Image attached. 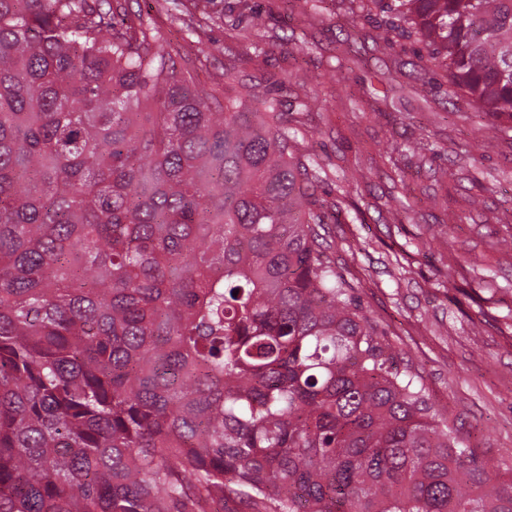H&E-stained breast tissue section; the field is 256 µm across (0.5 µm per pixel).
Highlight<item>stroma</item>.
<instances>
[{
  "label": "stroma",
  "instance_id": "stroma-1",
  "mask_svg": "<svg viewBox=\"0 0 512 512\" xmlns=\"http://www.w3.org/2000/svg\"><path fill=\"white\" fill-rule=\"evenodd\" d=\"M131 6L150 7L198 87L280 100L321 169L337 271L439 417L512 478V251L497 246L512 238V140L449 97L444 71L423 84L417 44L379 46L377 17L336 0H212L218 21L198 33L170 0Z\"/></svg>",
  "mask_w": 512,
  "mask_h": 512
}]
</instances>
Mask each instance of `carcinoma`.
Returning <instances> with one entry per match:
<instances>
[{
	"mask_svg": "<svg viewBox=\"0 0 512 512\" xmlns=\"http://www.w3.org/2000/svg\"><path fill=\"white\" fill-rule=\"evenodd\" d=\"M339 2L512 132V0ZM312 162L127 0H0V512H512L336 271Z\"/></svg>",
	"mask_w": 512,
	"mask_h": 512,
	"instance_id": "obj_1",
	"label": "carcinoma"
}]
</instances>
